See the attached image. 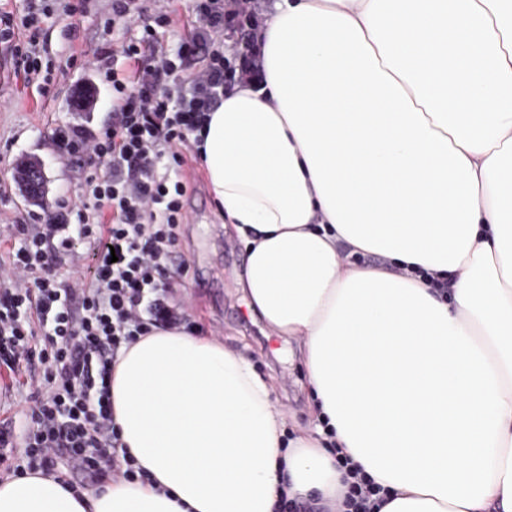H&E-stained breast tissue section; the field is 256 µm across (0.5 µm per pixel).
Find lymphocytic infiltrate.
Returning a JSON list of instances; mask_svg holds the SVG:
<instances>
[{"instance_id": "obj_1", "label": "lymphocytic infiltrate", "mask_w": 512, "mask_h": 512, "mask_svg": "<svg viewBox=\"0 0 512 512\" xmlns=\"http://www.w3.org/2000/svg\"><path fill=\"white\" fill-rule=\"evenodd\" d=\"M105 20L118 44L83 51L89 65L112 77L118 94L112 124L94 136L70 126L52 133L61 156L83 163L80 207L48 214L24 230L0 270V368L21 376L35 399L25 430L0 426V464L51 474L67 466L92 480L138 479L112 423L109 380L124 347L154 329L190 328L183 303L167 281L183 219L185 186L169 169L182 163L203 112L227 89L224 34L243 22L242 0H196V24L168 48V5L110 0ZM44 0H27L25 14L0 17L16 72L42 75ZM88 247L91 263L70 285L50 261ZM349 512H376L387 491L350 469Z\"/></svg>"}]
</instances>
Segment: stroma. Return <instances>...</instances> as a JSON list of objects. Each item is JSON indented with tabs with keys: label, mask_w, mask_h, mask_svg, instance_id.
<instances>
[{
	"label": "stroma",
	"mask_w": 512,
	"mask_h": 512,
	"mask_svg": "<svg viewBox=\"0 0 512 512\" xmlns=\"http://www.w3.org/2000/svg\"><path fill=\"white\" fill-rule=\"evenodd\" d=\"M106 5L107 0H86L83 9L70 15L63 0H49L44 22L49 83L29 85L14 75L11 52L0 45L1 264L18 244L21 225L30 223L33 215L72 207L83 195L79 164L60 157L52 130L71 124L96 134L111 122L115 90L77 60L81 47L111 39V32L103 28ZM89 83L94 86L89 106L74 109L73 89ZM182 154L181 166L172 167L171 175L186 186L182 205L187 219L177 229L174 251L176 262L186 264L187 271L173 275L170 286L176 297L187 300L196 331L244 351L258 374L273 381V398L285 414L287 435L314 430L299 346L268 335L259 314L249 310L236 292L234 280L244 266L245 251L238 240L225 235L191 148H183ZM29 158L41 160L47 176L46 191L35 201L25 198L14 178L17 162Z\"/></svg>",
	"instance_id": "1"
}]
</instances>
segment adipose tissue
Listing matches in <instances>:
<instances>
[{"label": "adipose tissue", "mask_w": 512, "mask_h": 512, "mask_svg": "<svg viewBox=\"0 0 512 512\" xmlns=\"http://www.w3.org/2000/svg\"><path fill=\"white\" fill-rule=\"evenodd\" d=\"M260 39L261 86L192 145L244 300L300 345L314 432L286 437L247 355L155 329L110 386L145 480L28 470L0 512L332 505L340 454L387 488L379 512H512V0H272Z\"/></svg>", "instance_id": "1"}]
</instances>
